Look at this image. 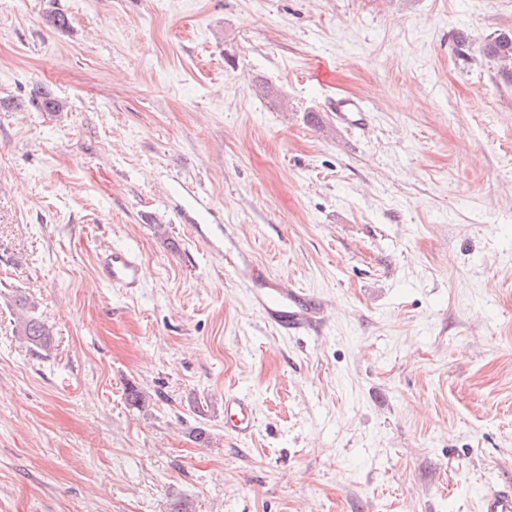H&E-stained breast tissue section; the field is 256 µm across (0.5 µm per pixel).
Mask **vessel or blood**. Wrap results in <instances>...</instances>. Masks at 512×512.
Segmentation results:
<instances>
[{
	"instance_id": "1",
	"label": "vessel or blood",
	"mask_w": 512,
	"mask_h": 512,
	"mask_svg": "<svg viewBox=\"0 0 512 512\" xmlns=\"http://www.w3.org/2000/svg\"><path fill=\"white\" fill-rule=\"evenodd\" d=\"M330 109L347 124L355 123L357 116L364 112L361 99L351 96L336 98ZM96 268L103 282L127 293L142 283L139 261L124 248L113 247L97 254ZM251 279L256 286L249 291L250 302L265 324L286 335L319 326L321 307L315 298L266 276L258 267L254 268ZM224 427L241 439L252 436L255 420L249 398L237 393L225 394ZM479 512H512V487L488 486L481 495Z\"/></svg>"
}]
</instances>
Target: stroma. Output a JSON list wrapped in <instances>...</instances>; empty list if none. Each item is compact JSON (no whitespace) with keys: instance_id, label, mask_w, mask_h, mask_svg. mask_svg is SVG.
Here are the masks:
<instances>
[{"instance_id":"1","label":"stroma","mask_w":512,"mask_h":512,"mask_svg":"<svg viewBox=\"0 0 512 512\" xmlns=\"http://www.w3.org/2000/svg\"><path fill=\"white\" fill-rule=\"evenodd\" d=\"M507 29L512 0H0V512H477L512 484ZM198 197L223 248L174 213ZM240 251L317 334L264 324ZM486 55L495 60L502 75L512 78V30H503L485 44ZM330 110L336 112L339 120L347 124L358 123L365 112L361 99L351 96L336 97L331 103ZM356 116L360 118L356 119ZM96 268L101 280L125 293L139 288L142 283V267L136 256L124 248L113 247L98 253ZM14 302L20 312L18 332L24 342L34 351L46 348L50 342V331L35 315V304L22 295L15 296ZM224 427L240 439L252 436L255 420L249 398L237 393H225Z\"/></svg>"}]
</instances>
